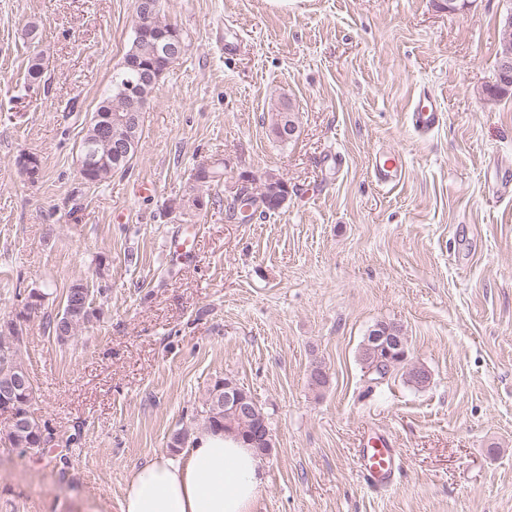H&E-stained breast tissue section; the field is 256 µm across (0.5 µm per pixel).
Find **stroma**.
Returning <instances> with one entry per match:
<instances>
[{
    "instance_id": "1",
    "label": "stroma",
    "mask_w": 512,
    "mask_h": 512,
    "mask_svg": "<svg viewBox=\"0 0 512 512\" xmlns=\"http://www.w3.org/2000/svg\"><path fill=\"white\" fill-rule=\"evenodd\" d=\"M442 3L162 0L186 53L129 168L91 185L78 146L134 0H0V321H19L30 411L53 431L39 452L0 442V512H117L136 467L201 433L224 378L272 434L253 512H512V93H484L506 4ZM425 95L446 115L426 133ZM282 98L299 118L288 143L269 129ZM386 151L392 185L373 174ZM202 166L224 171L214 204L170 209ZM269 173L286 201L241 223L242 175ZM77 280L96 315L61 344L48 322ZM381 322L402 326L408 356L371 392L360 348ZM378 438L400 467L387 489L357 462Z\"/></svg>"
}]
</instances>
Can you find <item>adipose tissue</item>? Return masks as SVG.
<instances>
[{
  "label": "adipose tissue",
  "instance_id": "adipose-tissue-1",
  "mask_svg": "<svg viewBox=\"0 0 512 512\" xmlns=\"http://www.w3.org/2000/svg\"><path fill=\"white\" fill-rule=\"evenodd\" d=\"M264 473L242 439L205 431L181 455L160 452L135 468L119 512H252Z\"/></svg>",
  "mask_w": 512,
  "mask_h": 512
}]
</instances>
